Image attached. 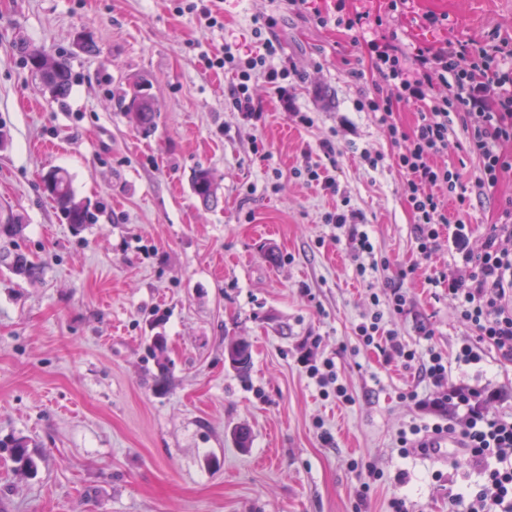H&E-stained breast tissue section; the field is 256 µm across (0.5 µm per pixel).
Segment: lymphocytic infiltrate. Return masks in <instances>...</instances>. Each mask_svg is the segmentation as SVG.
Returning a JSON list of instances; mask_svg holds the SVG:
<instances>
[{"instance_id":"f902f5d3","label":"lymphocytic infiltrate","mask_w":512,"mask_h":512,"mask_svg":"<svg viewBox=\"0 0 512 512\" xmlns=\"http://www.w3.org/2000/svg\"><path fill=\"white\" fill-rule=\"evenodd\" d=\"M336 10L335 19L321 17V24L333 21L366 35L371 27L413 12L414 0H390L383 15L347 9L346 0H336ZM257 22L269 34L261 51L242 56L228 47L208 61L209 67L233 75L232 103L250 115L262 111L250 93L253 79L263 78L284 99L288 96L286 81L297 71L295 64L275 62L280 53L275 36L279 15L266 14ZM366 46L371 67L385 85L363 92L358 106L375 114L396 148L392 165L404 177L420 256L431 258L441 227L452 226L449 250L453 263L436 280L447 284L461 322L476 340L462 343L452 358L433 348L419 353L384 322L386 313L407 315L412 311L411 298L398 286L386 293L384 308L363 315L354 332L359 345L378 349L385 363L421 374L434 389L428 406L443 414L455 413L445 423L411 422L398 435L399 454L428 453L432 435H452L481 479L467 495L452 498L451 512H512V416L489 414L487 406L498 398V391L454 379L448 369L452 361L461 367L480 364L485 344L512 360V208L503 210L499 223L489 225L477 247L472 246L470 227L459 214L467 190L483 193L512 170V157L502 151L504 144L512 142V49L493 41L482 46L452 40L409 45L395 37L368 38ZM399 102L417 110L411 128L394 119ZM455 118L467 132L470 152L480 161L468 186L460 172L446 162L454 146L449 126ZM325 221L346 229L357 277L377 269L372 241L356 229L364 221L362 213L339 209L326 213Z\"/></svg>"}]
</instances>
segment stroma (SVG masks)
<instances>
[{
    "instance_id": "1",
    "label": "stroma",
    "mask_w": 512,
    "mask_h": 512,
    "mask_svg": "<svg viewBox=\"0 0 512 512\" xmlns=\"http://www.w3.org/2000/svg\"><path fill=\"white\" fill-rule=\"evenodd\" d=\"M335 5L219 0L224 25L210 28L172 0H0V208L22 216L21 247L45 265L36 282L0 270V439L25 438L37 466L20 471L0 452V512H387L394 497L410 512H448L477 480L459 454L399 455L397 432L420 416L400 395L432 388L353 335L388 279L414 305L390 326L419 352L454 355L473 333L445 286L429 282L450 264L447 246L418 254L394 147L357 109L380 80L358 33L314 19ZM272 11L301 76L288 81L287 105L255 82L256 121L234 109L230 75L204 59L228 43L256 49L255 19ZM415 11L392 26L403 42L512 43V0H416ZM425 12L447 27L417 24ZM21 39L67 57L64 102L41 94ZM141 81L160 114L147 136L116 107ZM331 136L328 156L320 142ZM309 162L335 178L337 195L291 176ZM53 168L95 223L67 224L43 189ZM200 168L217 179V205L192 191ZM340 196L389 262L362 280L324 220ZM511 201L512 172L472 197L474 242ZM231 340L250 347L248 376L224 360ZM328 358L352 403L310 378ZM452 374L500 390L490 408L512 414V361L487 347ZM370 464L383 478L361 507Z\"/></svg>"
}]
</instances>
